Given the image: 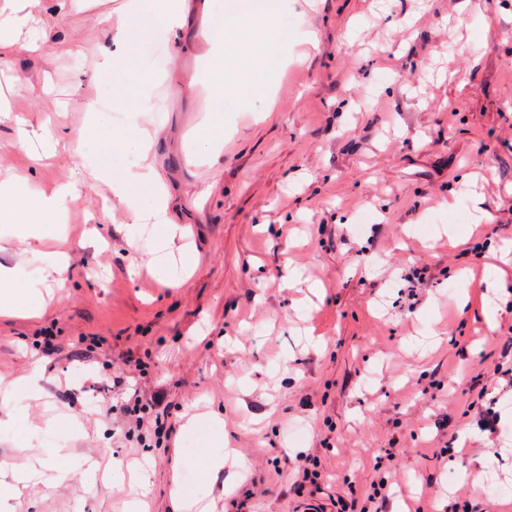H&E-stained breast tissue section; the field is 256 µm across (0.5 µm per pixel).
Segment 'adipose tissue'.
<instances>
[{"label": "adipose tissue", "mask_w": 512, "mask_h": 512, "mask_svg": "<svg viewBox=\"0 0 512 512\" xmlns=\"http://www.w3.org/2000/svg\"><path fill=\"white\" fill-rule=\"evenodd\" d=\"M34 0H0V59L14 45L36 52L46 43L47 25L34 11ZM106 22L112 28V45L101 53L109 65L113 83H121L130 59L146 49L157 34L184 28L186 13L183 0H155L146 9L144 0H123L108 12ZM206 44L204 58L209 65V80L217 93L212 104H220L223 91H256L281 66V44L288 32L278 20L272 0H225L224 27L202 28ZM102 137L101 153L87 155L93 178L108 185L117 203L132 223L150 225L154 242L153 262L164 269L169 251L185 230L169 216V194L149 161L153 142L134 133H115L111 116L98 102H90L86 120L75 137L77 148H84L90 138ZM120 149L131 160L130 168L117 170L110 162L113 149ZM75 192L74 184L59 187L53 194L30 195L23 180L0 183V222L18 225V236L28 242L29 260L12 265L0 262V316L40 314L44 307L39 270L29 264H50L57 274H64L66 258L43 252L47 226L60 225ZM149 207H142V198Z\"/></svg>", "instance_id": "1"}]
</instances>
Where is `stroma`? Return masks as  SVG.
I'll return each instance as SVG.
<instances>
[{
	"mask_svg": "<svg viewBox=\"0 0 512 512\" xmlns=\"http://www.w3.org/2000/svg\"><path fill=\"white\" fill-rule=\"evenodd\" d=\"M120 2L37 0L62 20L43 54L0 67V87L35 126L64 107L69 129L97 89L124 131L130 92L149 83L168 109L133 123L155 138L193 271L179 285L149 272L150 242L128 247L110 188L79 183L65 238L47 242L69 256L65 279L46 270L41 317L0 318V374L38 370L43 394L25 441L0 431V471L40 472L12 512H126L135 498L174 512L177 487L211 512H336L383 479L386 512H512V387L494 374L512 341V0H282L288 64L267 91L225 95L213 164L193 143L211 118L199 28L223 22L220 0H188L190 26L138 54L116 94L94 55L68 50L111 43L94 20ZM79 161L31 166L0 124V172L32 191L73 180ZM92 226L106 249L82 246ZM137 389L161 396L164 442L127 440ZM488 407L494 435L477 424ZM206 411L223 443L211 421L189 424ZM59 414L77 427L56 429ZM53 448L94 481L59 478ZM212 456L223 468L206 469Z\"/></svg>",
	"mask_w": 512,
	"mask_h": 512,
	"instance_id": "35a3bbf8",
	"label": "stroma"
}]
</instances>
